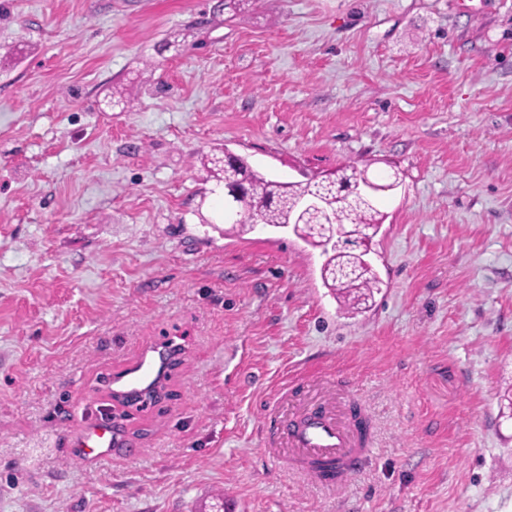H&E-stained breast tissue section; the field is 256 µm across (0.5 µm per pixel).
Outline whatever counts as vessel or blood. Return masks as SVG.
<instances>
[{"label": "vessel or blood", "instance_id": "vessel-or-blood-1", "mask_svg": "<svg viewBox=\"0 0 512 512\" xmlns=\"http://www.w3.org/2000/svg\"><path fill=\"white\" fill-rule=\"evenodd\" d=\"M181 354V344L171 338L144 347L133 363L112 374L108 385L113 396L135 407L149 402ZM266 419L276 431L266 443V453L286 459L291 468L311 474L323 485L343 482L369 456V445L343 394L307 400L285 392ZM116 442L111 423L97 418L75 436L73 446L79 458H103Z\"/></svg>", "mask_w": 512, "mask_h": 512}]
</instances>
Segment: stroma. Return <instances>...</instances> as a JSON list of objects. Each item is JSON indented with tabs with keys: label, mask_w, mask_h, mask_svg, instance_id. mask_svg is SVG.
<instances>
[{
	"label": "stroma",
	"mask_w": 512,
	"mask_h": 512,
	"mask_svg": "<svg viewBox=\"0 0 512 512\" xmlns=\"http://www.w3.org/2000/svg\"><path fill=\"white\" fill-rule=\"evenodd\" d=\"M398 171L351 314L288 228L229 232L207 156ZM157 401L103 381L169 333ZM342 385L370 459L262 450ZM112 412L125 448L73 438ZM512 512V0H0V512Z\"/></svg>",
	"instance_id": "35a3bbf8"
}]
</instances>
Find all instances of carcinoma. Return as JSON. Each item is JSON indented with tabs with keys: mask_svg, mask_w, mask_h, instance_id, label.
<instances>
[{
	"mask_svg": "<svg viewBox=\"0 0 512 512\" xmlns=\"http://www.w3.org/2000/svg\"><path fill=\"white\" fill-rule=\"evenodd\" d=\"M210 164L220 183L238 178L246 181L245 192L224 196V223L234 228L251 229L257 224L286 227L302 199L312 195L326 197L335 210V222L327 225L319 215L310 213L293 225V230L307 243L332 241L331 254L321 269V279L346 310L357 311L369 304L379 291L381 281L373 269L363 263L359 247L370 238L372 229L383 224L385 214L378 208L376 196L365 200L358 195H336V187L341 184H356L367 178L368 169L344 165L332 177L314 176L304 181L285 182L253 169L242 157L232 165L215 156Z\"/></svg>",
	"mask_w": 512,
	"mask_h": 512,
	"instance_id": "cac0c4a2",
	"label": "carcinoma"
}]
</instances>
